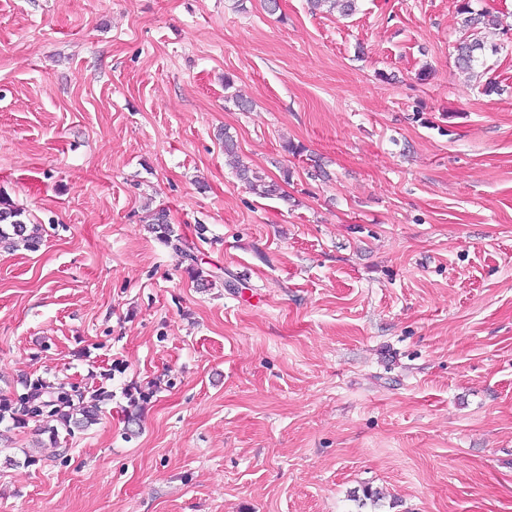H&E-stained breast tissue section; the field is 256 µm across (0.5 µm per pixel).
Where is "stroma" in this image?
Listing matches in <instances>:
<instances>
[{
    "instance_id": "35a3bbf8",
    "label": "stroma",
    "mask_w": 512,
    "mask_h": 512,
    "mask_svg": "<svg viewBox=\"0 0 512 512\" xmlns=\"http://www.w3.org/2000/svg\"><path fill=\"white\" fill-rule=\"evenodd\" d=\"M459 3L0 0V512H512V46L484 95ZM500 46L497 44L487 47L486 42L478 37L466 39L456 46V59L462 70L474 73L475 69L482 64L484 57L490 51L498 53ZM224 153L227 156L234 157L236 174L250 191L259 195H270L276 191L274 183H267L262 176L242 163L237 155V144L229 135L224 138ZM2 224L5 228L2 227ZM40 237L34 231L28 232L24 220V211L10 204L6 198H0V243L8 242L9 245L17 247L23 244L26 249H36ZM101 395H102V393L93 395L91 397V401L86 403V405H84L82 396H80L79 404H80V399H81L82 405H79L78 407L63 406V407H71V408H68L67 410H62L61 409L62 405L71 404V402L68 401L67 403L61 404L59 406L60 409L54 408L52 413H53V415L58 417L61 424L65 428L70 427L71 424H73L74 426H76V425L87 426L88 423L91 424L92 421L96 420L97 411H98L97 410L98 404L96 402L100 401L99 398H101ZM77 415H80V417L78 418Z\"/></svg>"
}]
</instances>
